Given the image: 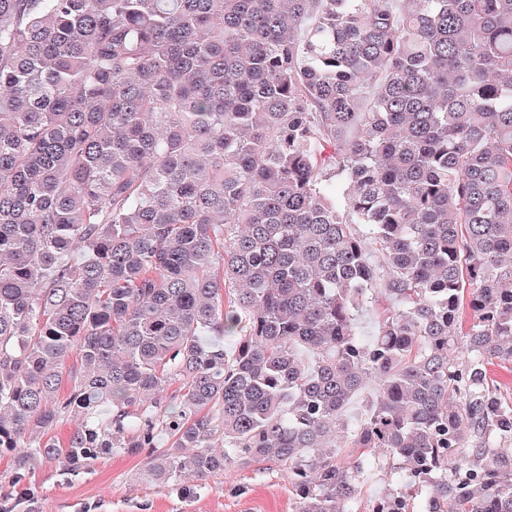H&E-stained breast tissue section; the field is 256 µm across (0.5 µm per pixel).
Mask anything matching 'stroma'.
<instances>
[{
  "mask_svg": "<svg viewBox=\"0 0 512 512\" xmlns=\"http://www.w3.org/2000/svg\"><path fill=\"white\" fill-rule=\"evenodd\" d=\"M146 468L143 454L105 457L80 474L41 460L18 481L0 457V512H296L287 474L273 462L228 466L191 495L150 482Z\"/></svg>",
  "mask_w": 512,
  "mask_h": 512,
  "instance_id": "stroma-1",
  "label": "stroma"
}]
</instances>
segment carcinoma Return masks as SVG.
I'll list each match as a JSON object with an SVG mask.
<instances>
[{"mask_svg":"<svg viewBox=\"0 0 512 512\" xmlns=\"http://www.w3.org/2000/svg\"><path fill=\"white\" fill-rule=\"evenodd\" d=\"M495 363L512 0H0L16 474L146 450L185 490L275 461L296 512H359L390 462L371 512H512Z\"/></svg>","mask_w":512,"mask_h":512,"instance_id":"obj_1","label":"carcinoma"}]
</instances>
